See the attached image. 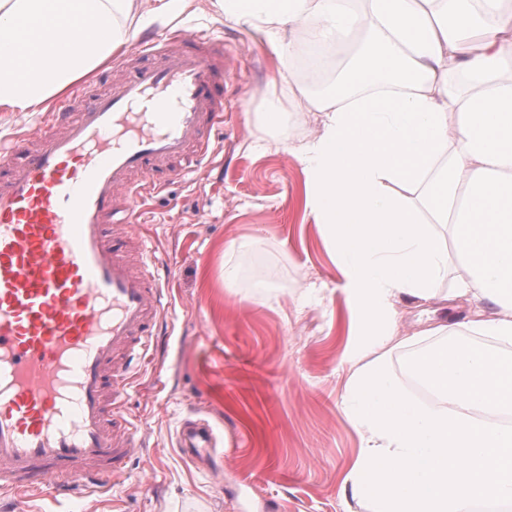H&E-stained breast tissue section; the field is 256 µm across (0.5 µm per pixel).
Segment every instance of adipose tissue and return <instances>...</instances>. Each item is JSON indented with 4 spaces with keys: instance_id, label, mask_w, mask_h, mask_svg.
<instances>
[{
    "instance_id": "ef3b65f1",
    "label": "adipose tissue",
    "mask_w": 512,
    "mask_h": 512,
    "mask_svg": "<svg viewBox=\"0 0 512 512\" xmlns=\"http://www.w3.org/2000/svg\"><path fill=\"white\" fill-rule=\"evenodd\" d=\"M502 0H212L276 55L296 34L331 47L369 20L372 38L339 81L306 94L318 127L280 136L286 109L257 116L268 147L305 174L306 207L342 275L364 338L352 368L396 342L395 303L440 298L447 226L465 272L456 293L494 306L456 344L451 324L414 372L442 407L512 426V12ZM135 0H0V112L47 106L139 30Z\"/></svg>"
}]
</instances>
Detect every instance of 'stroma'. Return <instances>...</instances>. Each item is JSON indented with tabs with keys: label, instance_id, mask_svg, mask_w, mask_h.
<instances>
[{
	"label": "stroma",
	"instance_id": "35a3bbf8",
	"mask_svg": "<svg viewBox=\"0 0 512 512\" xmlns=\"http://www.w3.org/2000/svg\"><path fill=\"white\" fill-rule=\"evenodd\" d=\"M138 2L144 34L186 28L236 55L225 124L199 167L163 176V191L137 215L170 266L174 296L157 358L128 401L143 449L99 498L47 496L12 512H368L343 484L360 438L339 410L361 338L304 211L302 169L265 147L256 121L281 72L300 76L302 47L277 57L250 27L217 15L211 0H186L170 18L151 14L153 0ZM228 266L238 272L232 288ZM473 306L465 297L398 304L410 342L391 351L385 369L411 400L427 401L412 366L436 342L428 328L451 318L454 342H473L465 327ZM197 416L224 439L223 459L199 468L174 445L179 422Z\"/></svg>",
	"mask_w": 512,
	"mask_h": 512
}]
</instances>
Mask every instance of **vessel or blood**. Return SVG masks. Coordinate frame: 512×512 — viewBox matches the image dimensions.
<instances>
[{
	"instance_id": "obj_1",
	"label": "vessel or blood",
	"mask_w": 512,
	"mask_h": 512,
	"mask_svg": "<svg viewBox=\"0 0 512 512\" xmlns=\"http://www.w3.org/2000/svg\"><path fill=\"white\" fill-rule=\"evenodd\" d=\"M136 54L134 75L59 133L0 141L1 497L106 492L140 447L124 411L132 363L149 357L171 295L167 263L131 229L134 202L158 175L200 164L224 125L234 57L183 30L143 38ZM175 439L192 463L216 450L203 419Z\"/></svg>"
}]
</instances>
